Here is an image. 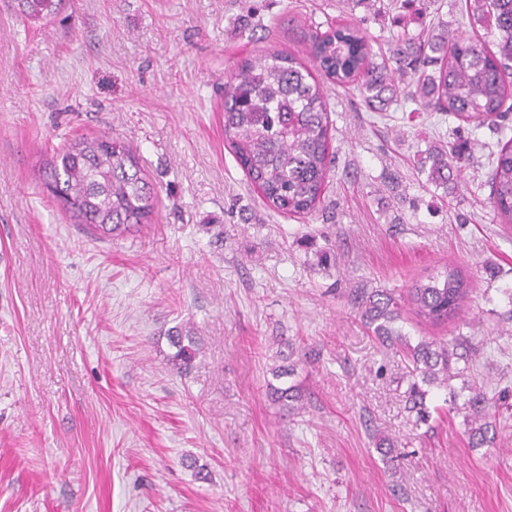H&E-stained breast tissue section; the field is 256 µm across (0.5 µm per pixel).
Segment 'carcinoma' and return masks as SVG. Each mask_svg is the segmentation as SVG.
Instances as JSON below:
<instances>
[{"label": "carcinoma", "mask_w": 512, "mask_h": 512, "mask_svg": "<svg viewBox=\"0 0 512 512\" xmlns=\"http://www.w3.org/2000/svg\"><path fill=\"white\" fill-rule=\"evenodd\" d=\"M65 0H11L23 20L40 22L58 14ZM462 18L472 33L485 31L492 45L440 25L434 33L414 34L403 29L394 36L396 67L372 59L365 34L357 27L321 31L310 25L313 66L333 83L352 85L365 103L382 112L402 95L418 109L445 112L474 129L495 126L504 135L512 114V0H464ZM333 121L324 87L299 58L269 51L241 60L224 83V140L250 183L274 210L293 216L315 212L322 203L331 171ZM468 140L457 139L425 153L423 171L429 183L447 194L455 191L458 162L469 157ZM490 206L501 224H512V138L489 152ZM34 179L76 224L89 234L123 237L150 223L155 208L150 186L130 147L107 135L78 136L66 141L34 173ZM471 288L456 267L418 282L403 294L375 289L362 295L361 320L382 344L407 359L414 381L408 401L417 419L428 416L427 391L420 384L446 387L469 367L467 354L457 353L458 339L422 340L411 344L393 327L408 306L420 319L434 325L455 320L469 301ZM175 352L173 369L183 373L199 355L196 337L181 330L168 335ZM297 347L278 341L282 364L272 369L276 378L295 374ZM464 366H459V362ZM269 395L288 414L306 409L300 384L269 385ZM466 436L471 447L494 440L499 405L479 387L469 388L463 404Z\"/></svg>", "instance_id": "obj_1"}]
</instances>
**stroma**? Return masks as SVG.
I'll return each instance as SVG.
<instances>
[{
	"instance_id": "1",
	"label": "stroma",
	"mask_w": 512,
	"mask_h": 512,
	"mask_svg": "<svg viewBox=\"0 0 512 512\" xmlns=\"http://www.w3.org/2000/svg\"><path fill=\"white\" fill-rule=\"evenodd\" d=\"M393 16L370 0H67L30 24L0 0V512H512V414L479 448L460 414L416 423L404 361L350 302L457 267L473 288L458 321L406 311L397 326L414 343L466 337L472 378L512 405L497 134L325 83L335 160L307 217L269 208L224 142L239 60L307 58L305 31L326 22L360 27L378 62ZM102 134L156 192L149 226L115 240L33 179L65 140ZM458 134L475 147L447 198L415 154ZM175 327L201 344L183 375ZM279 337L306 355L295 417L267 392Z\"/></svg>"
}]
</instances>
